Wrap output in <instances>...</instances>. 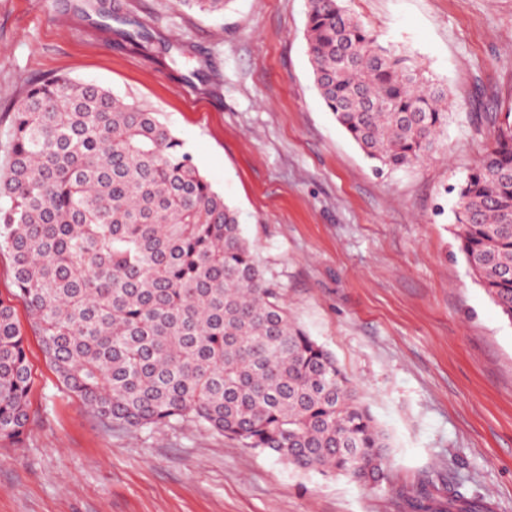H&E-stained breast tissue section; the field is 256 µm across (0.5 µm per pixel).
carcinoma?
Wrapping results in <instances>:
<instances>
[{
  "mask_svg": "<svg viewBox=\"0 0 512 512\" xmlns=\"http://www.w3.org/2000/svg\"><path fill=\"white\" fill-rule=\"evenodd\" d=\"M226 0H179L224 11ZM101 33L112 8L90 0ZM117 35L148 53L145 31ZM306 39L327 109L375 169L440 148L447 93L350 14L310 0ZM0 173V254L59 381L99 422L141 429L193 423L278 454L294 468L368 485L390 466L389 436L336 357L288 314L237 210L159 114L106 87L58 75L12 114ZM459 250L512 322V125L457 188ZM31 370L12 304L0 299V443L29 424ZM413 512L448 506L420 489Z\"/></svg>",
  "mask_w": 512,
  "mask_h": 512,
  "instance_id": "cac0c4a2",
  "label": "carcinoma"
}]
</instances>
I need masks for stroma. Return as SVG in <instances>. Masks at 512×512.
<instances>
[{
	"mask_svg": "<svg viewBox=\"0 0 512 512\" xmlns=\"http://www.w3.org/2000/svg\"><path fill=\"white\" fill-rule=\"evenodd\" d=\"M83 0H0V172L26 90L65 74L155 112L237 208L266 278L332 351L391 437L372 487L303 472L191 424L103 428L46 361L13 301L33 384L22 445H0V512H408L430 476L512 512V323L471 275L454 191L512 111V0H345L448 93L430 159L376 171L313 82L308 0H112L109 39Z\"/></svg>",
	"mask_w": 512,
	"mask_h": 512,
	"instance_id": "obj_1",
	"label": "stroma"
}]
</instances>
